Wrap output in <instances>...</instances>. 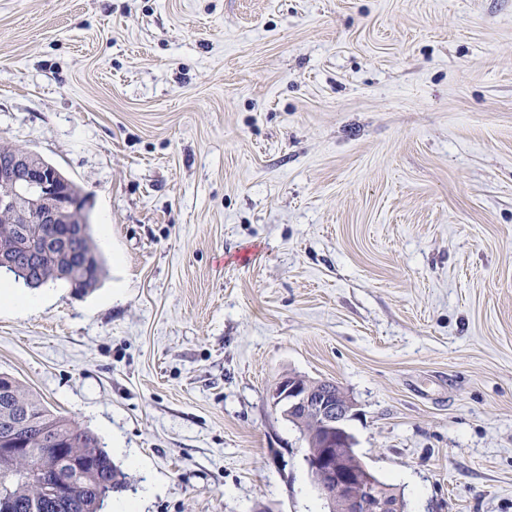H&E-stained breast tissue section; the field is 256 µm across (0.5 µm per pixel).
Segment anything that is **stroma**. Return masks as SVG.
Masks as SVG:
<instances>
[{"label": "stroma", "instance_id": "stroma-1", "mask_svg": "<svg viewBox=\"0 0 512 512\" xmlns=\"http://www.w3.org/2000/svg\"><path fill=\"white\" fill-rule=\"evenodd\" d=\"M0 145L105 259L0 273V374L120 465L103 512H328L288 375L406 512H512V0H0Z\"/></svg>", "mask_w": 512, "mask_h": 512}]
</instances>
